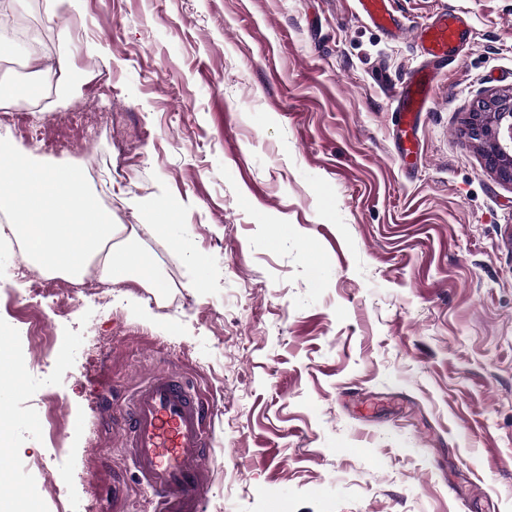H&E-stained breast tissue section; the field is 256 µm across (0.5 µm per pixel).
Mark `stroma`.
Wrapping results in <instances>:
<instances>
[{
    "label": "stroma",
    "instance_id": "stroma-1",
    "mask_svg": "<svg viewBox=\"0 0 512 512\" xmlns=\"http://www.w3.org/2000/svg\"><path fill=\"white\" fill-rule=\"evenodd\" d=\"M406 22L463 10L476 33L438 80L408 167L388 89L417 63L353 0H75L13 18L70 57L51 111L0 146L85 168L163 283L79 302L17 280L0 327L45 322L8 401L28 512H153L105 400L161 371L212 416L202 512H512V184L467 118L512 87V0H396ZM107 90L93 93L85 75ZM159 203L205 260L145 227Z\"/></svg>",
    "mask_w": 512,
    "mask_h": 512
}]
</instances>
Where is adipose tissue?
Returning <instances> with one entry per match:
<instances>
[{"label": "adipose tissue", "mask_w": 512, "mask_h": 512, "mask_svg": "<svg viewBox=\"0 0 512 512\" xmlns=\"http://www.w3.org/2000/svg\"><path fill=\"white\" fill-rule=\"evenodd\" d=\"M0 204L41 272L79 282L93 265L105 282L151 281L149 262L128 245L112 247L124 227L88 194L80 169L38 167L25 149H0Z\"/></svg>", "instance_id": "adipose-tissue-1"}]
</instances>
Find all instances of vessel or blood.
Here are the masks:
<instances>
[{
	"mask_svg": "<svg viewBox=\"0 0 512 512\" xmlns=\"http://www.w3.org/2000/svg\"><path fill=\"white\" fill-rule=\"evenodd\" d=\"M354 4L374 28L415 44L420 63L393 89L392 99L398 149L403 156H416L422 114L438 77L461 58L472 40V27L454 9L412 28L397 15L395 0ZM120 399L122 446L141 485L154 495V512H199L211 480L207 402L186 377L170 371L152 374Z\"/></svg>",
	"mask_w": 512,
	"mask_h": 512,
	"instance_id": "vessel-or-blood-1",
	"label": "vessel or blood"
}]
</instances>
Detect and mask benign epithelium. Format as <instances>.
I'll return each mask as SVG.
<instances>
[{
  "label": "benign epithelium",
  "mask_w": 512,
  "mask_h": 512,
  "mask_svg": "<svg viewBox=\"0 0 512 512\" xmlns=\"http://www.w3.org/2000/svg\"><path fill=\"white\" fill-rule=\"evenodd\" d=\"M469 138L482 151L486 167L512 182V89L495 91L478 102L467 120Z\"/></svg>",
  "instance_id": "benign-epithelium-1"
}]
</instances>
